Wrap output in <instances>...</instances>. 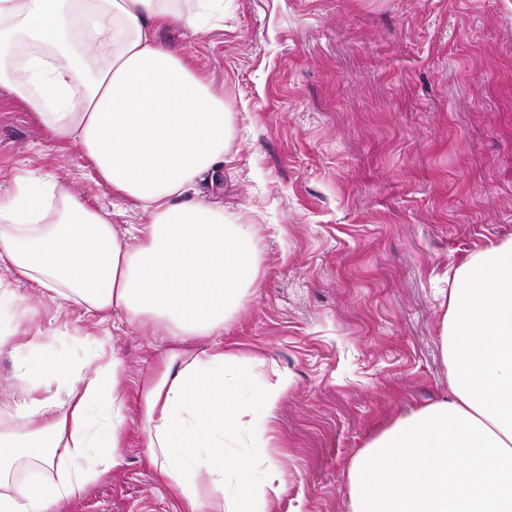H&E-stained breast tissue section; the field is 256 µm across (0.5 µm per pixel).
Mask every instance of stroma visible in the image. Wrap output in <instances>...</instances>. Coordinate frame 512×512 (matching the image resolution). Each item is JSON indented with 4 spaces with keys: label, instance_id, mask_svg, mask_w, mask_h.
<instances>
[{
    "label": "stroma",
    "instance_id": "35a3bbf8",
    "mask_svg": "<svg viewBox=\"0 0 512 512\" xmlns=\"http://www.w3.org/2000/svg\"><path fill=\"white\" fill-rule=\"evenodd\" d=\"M159 37L224 97L231 148L198 189L250 225L258 252L224 344L254 359L245 387L292 379L267 449L284 487L271 512H351L359 453L448 396L450 270L512 240V0H224L223 17ZM37 175L118 232L140 221L1 85L0 196ZM10 287L58 372L115 349L132 394L181 346L123 311L95 324L0 269ZM122 454L66 512H179L137 430Z\"/></svg>",
    "mask_w": 512,
    "mask_h": 512
}]
</instances>
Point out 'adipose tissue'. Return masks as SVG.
<instances>
[{
  "label": "adipose tissue",
  "instance_id": "1",
  "mask_svg": "<svg viewBox=\"0 0 512 512\" xmlns=\"http://www.w3.org/2000/svg\"><path fill=\"white\" fill-rule=\"evenodd\" d=\"M172 0H0V85L51 136L80 147L113 196L141 213L136 239L55 180L0 196V268L84 304L131 314L144 335L200 342L166 352L136 399L119 354L71 378L30 359L22 299L0 290V353L21 359L0 420V512H63L122 461L143 456L180 512H269L283 486L265 450L291 379L240 394L244 356L222 335L255 287L253 236L190 196L228 153L223 96L158 34ZM441 336L448 397L397 421L355 458L353 512H512V241L453 272ZM247 435L251 459L224 443ZM39 473L21 480L22 467Z\"/></svg>",
  "mask_w": 512,
  "mask_h": 512
}]
</instances>
